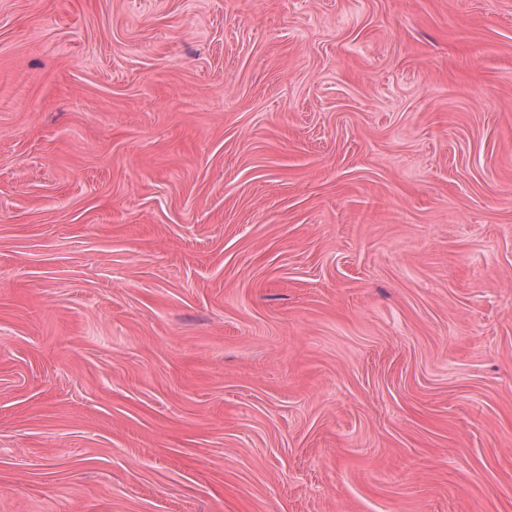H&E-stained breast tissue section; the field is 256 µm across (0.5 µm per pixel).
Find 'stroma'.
Instances as JSON below:
<instances>
[{"mask_svg":"<svg viewBox=\"0 0 512 512\" xmlns=\"http://www.w3.org/2000/svg\"><path fill=\"white\" fill-rule=\"evenodd\" d=\"M0 512H512V0H0Z\"/></svg>","mask_w":512,"mask_h":512,"instance_id":"obj_1","label":"stroma"}]
</instances>
